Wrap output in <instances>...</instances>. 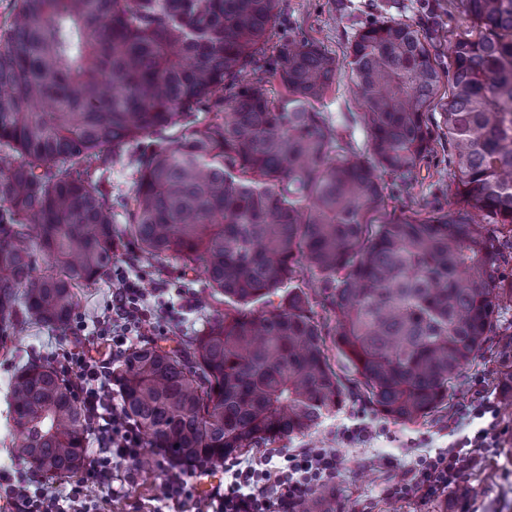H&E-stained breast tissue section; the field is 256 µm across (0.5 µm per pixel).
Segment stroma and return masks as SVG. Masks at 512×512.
Returning a JSON list of instances; mask_svg holds the SVG:
<instances>
[{
    "instance_id": "obj_1",
    "label": "stroma",
    "mask_w": 512,
    "mask_h": 512,
    "mask_svg": "<svg viewBox=\"0 0 512 512\" xmlns=\"http://www.w3.org/2000/svg\"><path fill=\"white\" fill-rule=\"evenodd\" d=\"M372 0H283L285 20L296 23L300 34L317 39L336 59L334 92L322 104L334 124L353 125L360 106L354 98L345 59L346 46L355 23L369 19ZM391 16L425 22L435 14L446 30L459 34L467 23L452 0H381ZM453 173L448 168V145L438 140L419 181L406 188L391 181L390 208L394 211L426 205H450L448 191ZM114 268H130L147 288L156 312L141 336L128 338V345L155 339L167 346L200 335L217 316L208 300L209 289L200 275L179 278L174 264H166L163 274L150 272L147 262L133 251L120 253ZM112 298L111 282H103L82 295L79 322L86 326L82 335L61 337L50 328L35 324L22 327L9 351L0 350V512H11L10 487L18 480H34L30 465L17 464L12 440L17 424L7 415L6 387L15 369L33 360L53 361L59 349L91 351L102 360H112L118 346L111 337L100 335V320ZM512 366V307L502 309L496 327L472 363L453 381L448 402L432 417L416 423H396L373 412L362 399H349L344 408L309 436L277 444L273 448L250 450L249 458L271 460L278 465L284 455L303 448H333L343 469L331 480L339 512H512V404L501 397L506 385L504 373ZM497 407L498 435L486 449L479 466L464 477L475 490L461 499L447 492L434 501H420L412 494L386 497L389 485H406L409 466L447 447L449 427L474 414L481 399ZM168 462L160 456L122 465L118 474L125 482L123 495L103 493L98 512H154L163 498Z\"/></svg>"
}]
</instances>
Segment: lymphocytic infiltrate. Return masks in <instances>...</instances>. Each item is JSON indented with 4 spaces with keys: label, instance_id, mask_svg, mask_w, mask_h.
I'll return each instance as SVG.
<instances>
[{
    "label": "lymphocytic infiltrate",
    "instance_id": "f902f5d3",
    "mask_svg": "<svg viewBox=\"0 0 512 512\" xmlns=\"http://www.w3.org/2000/svg\"><path fill=\"white\" fill-rule=\"evenodd\" d=\"M116 281L105 322L113 331L128 334L145 322L143 306L148 294L126 272H118ZM54 361L61 373L76 378L86 426L99 445L85 462L84 479L66 496L43 485L34 490L25 484L13 486L14 512H59L63 498L70 501L71 512H94L101 489L114 481V469L135 461L143 452L138 428L112 402L110 365L68 348L59 350ZM495 438L496 426L491 423L454 440L414 468L410 489L424 501L439 498L456 484L462 471L474 467ZM339 466L335 452L327 448L301 449L287 456L285 466L273 470L257 469L254 462L241 459L230 469L224 487L201 497L188 485L183 471L173 466L166 472L164 498L176 512H295L321 477L335 475Z\"/></svg>",
    "mask_w": 512,
    "mask_h": 512
}]
</instances>
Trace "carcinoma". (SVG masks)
Wrapping results in <instances>:
<instances>
[{"label":"carcinoma","mask_w":512,"mask_h":512,"mask_svg":"<svg viewBox=\"0 0 512 512\" xmlns=\"http://www.w3.org/2000/svg\"><path fill=\"white\" fill-rule=\"evenodd\" d=\"M457 8L471 29L448 39L445 68L434 17L354 29L359 147L316 107L336 76L317 41L279 39L276 98L246 75L282 0H13L0 24V345L24 322L70 330L81 290L128 245L183 277L202 268L224 305L192 342H143L112 369L124 417L172 463L316 431L354 395L330 345L375 412L428 416L512 304V0ZM439 135L455 206L387 217L384 177L414 180ZM120 163L130 195L112 194ZM9 403L18 454L75 477L88 430L70 379L24 364ZM298 512H336V494L316 487Z\"/></svg>","instance_id":"obj_1"}]
</instances>
